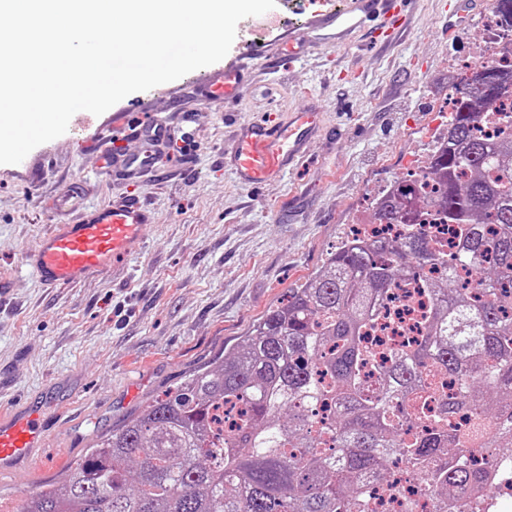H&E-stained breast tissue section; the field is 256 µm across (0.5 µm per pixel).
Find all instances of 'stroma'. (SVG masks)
Listing matches in <instances>:
<instances>
[{
    "label": "stroma",
    "instance_id": "1",
    "mask_svg": "<svg viewBox=\"0 0 512 512\" xmlns=\"http://www.w3.org/2000/svg\"><path fill=\"white\" fill-rule=\"evenodd\" d=\"M409 23L388 44L367 28L343 45L317 39L318 0H276L241 20L222 63L246 67L240 113L202 104L211 67L143 92L102 115L76 113L62 136L19 164H0V401L44 407L53 423L35 474L0 486V512L79 460L96 436L124 424L194 371L233 351L258 319L319 270L352 229L362 198L427 156L428 130L454 80L450 60L480 61L471 37L490 16L449 30V0H403ZM315 108L319 127L301 162L281 179L241 186L224 148L247 121L286 122ZM180 128L177 149L151 150L141 121ZM116 161L104 167L102 151ZM153 152L150 174L131 178L127 158ZM64 193L98 206L134 198L156 221L143 251L123 269L44 287L23 261Z\"/></svg>",
    "mask_w": 512,
    "mask_h": 512
}]
</instances>
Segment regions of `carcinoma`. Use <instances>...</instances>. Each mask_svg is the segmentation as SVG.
<instances>
[{
    "instance_id": "obj_1",
    "label": "carcinoma",
    "mask_w": 512,
    "mask_h": 512,
    "mask_svg": "<svg viewBox=\"0 0 512 512\" xmlns=\"http://www.w3.org/2000/svg\"><path fill=\"white\" fill-rule=\"evenodd\" d=\"M486 90L455 85L448 141L375 206L401 238L349 237L233 352L97 436L21 512H366L365 481L397 462L448 494L512 453V132L481 137ZM453 227L434 242L422 211ZM429 299L386 352L368 330L406 277ZM448 392H443L442 387Z\"/></svg>"
}]
</instances>
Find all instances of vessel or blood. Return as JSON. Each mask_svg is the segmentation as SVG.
Wrapping results in <instances>:
<instances>
[{
	"mask_svg": "<svg viewBox=\"0 0 512 512\" xmlns=\"http://www.w3.org/2000/svg\"><path fill=\"white\" fill-rule=\"evenodd\" d=\"M399 0H348L346 7L330 15L337 36L361 27L370 17L401 16ZM245 70L230 66L208 84L205 101L220 100L224 109H239L238 88ZM316 113H294L288 123L247 124L241 135L224 148L239 184L255 186L279 178L294 166L307 137L316 126ZM56 217L37 246L26 253L25 263L43 286L78 284L120 266L143 249L145 230L154 221L142 202L112 206H83L70 193L54 204ZM49 424L45 416L28 407L0 411V476L30 472L46 444Z\"/></svg>",
	"mask_w": 512,
	"mask_h": 512,
	"instance_id": "obj_1",
	"label": "vessel or blood"
}]
</instances>
